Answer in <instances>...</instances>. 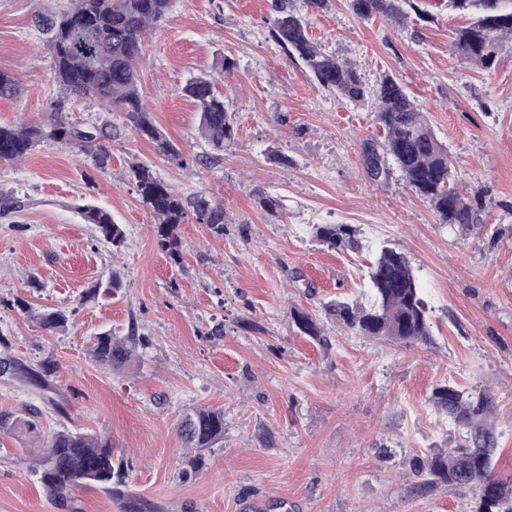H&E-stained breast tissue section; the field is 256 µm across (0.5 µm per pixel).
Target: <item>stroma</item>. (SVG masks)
Here are the masks:
<instances>
[{
    "mask_svg": "<svg viewBox=\"0 0 512 512\" xmlns=\"http://www.w3.org/2000/svg\"><path fill=\"white\" fill-rule=\"evenodd\" d=\"M68 4L0 0V71L20 88L0 98V123L48 119L61 91L34 15ZM429 12L401 24L362 20L335 0L306 18L324 52L370 83L392 74L416 99L448 147L458 188L478 198L473 229L439 223L399 170L367 175L363 144L381 136L371 104L338 98L287 57L269 34L273 0H174L144 44L140 92L186 165L93 100L73 103L69 118L119 127L106 169L56 142L0 163V336L32 367L54 364L65 407L0 377V415L35 409L42 436L67 428L108 437L127 493L156 512H469L471 489L421 491L413 472L448 445L429 397L450 382L493 393L494 471L512 476V43L481 68L455 49L465 17L441 5ZM227 58L235 67L225 73ZM209 76L237 126L221 152L202 138L200 108L183 93ZM138 162L182 198L223 203V237L186 219L183 262L171 263L130 177ZM262 193L278 212L260 206ZM83 204L122 225L121 251L83 221ZM315 224L357 227L359 249L312 242ZM384 244L415 268L431 343L358 336L325 315L336 298L367 302L364 274ZM115 274L123 286L114 294L106 284ZM294 308L323 325L328 346L298 334ZM52 309L68 311L65 329L41 328L38 314ZM219 323L223 335H211ZM104 331L135 332L130 365L93 360ZM198 406L224 412L223 443L201 453L179 429ZM42 453L38 442L0 434V512H125L89 485L49 497L34 471Z\"/></svg>",
    "mask_w": 512,
    "mask_h": 512,
    "instance_id": "obj_1",
    "label": "stroma"
}]
</instances>
